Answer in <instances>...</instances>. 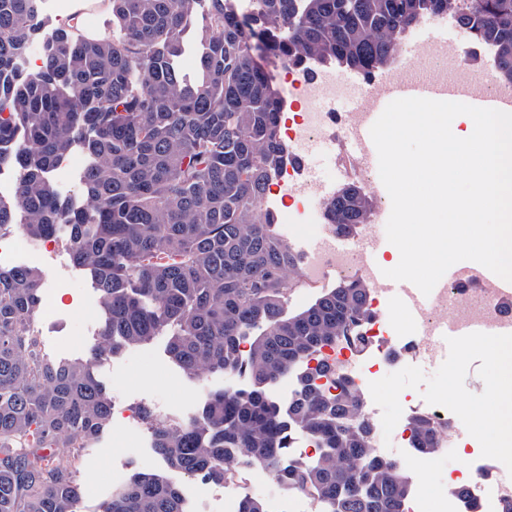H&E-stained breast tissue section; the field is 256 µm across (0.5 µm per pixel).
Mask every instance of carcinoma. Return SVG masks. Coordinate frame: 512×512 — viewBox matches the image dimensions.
<instances>
[{"label":"carcinoma","mask_w":512,"mask_h":512,"mask_svg":"<svg viewBox=\"0 0 512 512\" xmlns=\"http://www.w3.org/2000/svg\"><path fill=\"white\" fill-rule=\"evenodd\" d=\"M104 0L112 37L89 34L81 12L43 46L41 69L20 62L43 25L41 0H0V171L16 173L13 201L0 199V235L21 226L58 239L102 295L96 361L167 335L190 378L244 374L249 390L209 393L196 419L144 414L153 448L176 475L222 482L227 456L274 472L330 512H405L411 482L378 458L373 425L356 389L318 363L283 404L271 387L321 347L343 339L368 348L370 289L350 280L307 309L285 315L299 260L264 208L268 180L288 160L278 133L280 94L255 41L286 64L357 73L387 67L405 33L426 15L451 12L475 42L497 50L512 81V0H258L244 22L233 0ZM201 16L195 78L175 57ZM91 162L80 179L85 210L62 199L52 169L80 130ZM371 201L348 186L325 204L344 234L365 223ZM43 273L0 266V512H77L82 449L110 424V397L93 365L46 356L33 329ZM257 328L247 353L241 344ZM334 380L327 395L314 377ZM412 448H439L435 423L413 417ZM320 441L310 461L289 460L292 436ZM101 512H188L177 484L136 473Z\"/></svg>","instance_id":"carcinoma-1"}]
</instances>
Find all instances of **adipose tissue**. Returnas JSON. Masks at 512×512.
<instances>
[{
	"label": "adipose tissue",
	"instance_id": "ef3b65f1",
	"mask_svg": "<svg viewBox=\"0 0 512 512\" xmlns=\"http://www.w3.org/2000/svg\"><path fill=\"white\" fill-rule=\"evenodd\" d=\"M483 347L495 353L491 395L481 405L469 406L477 434L491 433L490 447L500 454H512V339L486 337Z\"/></svg>",
	"mask_w": 512,
	"mask_h": 512
}]
</instances>
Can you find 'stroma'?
Here are the masks:
<instances>
[{
    "mask_svg": "<svg viewBox=\"0 0 512 512\" xmlns=\"http://www.w3.org/2000/svg\"><path fill=\"white\" fill-rule=\"evenodd\" d=\"M89 162L81 148L68 153L63 168L53 174L62 198L83 204L80 177ZM8 237L16 248L1 257L0 263L35 266L44 275L42 309L33 324L43 352L55 359L87 358L103 309L90 277L74 265L65 246L46 250L43 242L31 239L19 226L13 227ZM166 343V337L160 336L96 363L97 377L111 398L114 415L99 440L83 451L77 466L75 479L81 490L78 512H99L113 488L134 472L168 473L149 433L139 423L124 422L123 410L147 409L158 418L186 420L198 415L209 392L251 384L246 375L187 378L171 361ZM492 371L491 353L479 348L456 354L437 366L409 361L385 373L371 388L370 397L378 402L380 417L387 422L408 415L412 404L420 402L447 399L478 405L487 399ZM485 446V438L474 436L465 454L453 443L428 455L409 454L402 448L396 454L407 457L410 474L420 476L431 492L438 493L446 487L450 472L478 464Z\"/></svg>",
    "mask_w": 512,
    "mask_h": 512,
    "instance_id": "obj_1",
    "label": "stroma"
}]
</instances>
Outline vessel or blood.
<instances>
[{
    "instance_id": "vessel-or-blood-1",
    "label": "vessel or blood",
    "mask_w": 512,
    "mask_h": 512,
    "mask_svg": "<svg viewBox=\"0 0 512 512\" xmlns=\"http://www.w3.org/2000/svg\"><path fill=\"white\" fill-rule=\"evenodd\" d=\"M411 97L450 102L461 101L476 107L512 111L511 100L490 94L464 82H441L432 78L414 77L387 79L378 85L372 96L366 97L358 92L351 100V110L355 113L356 120L352 125L344 128L343 135L362 165L369 167L375 161L376 148L370 136V129L374 122L388 103L396 99ZM318 149V142L311 138L299 144L288 158L289 165L306 170L309 182L313 185L318 184L320 177L314 166L308 165L307 160ZM385 244V238L378 234L362 237L358 242L362 257L371 267L370 277L385 294L391 297L396 308L405 317L414 320L421 319L430 297L442 296L444 289L440 286L434 287L431 295L426 296L410 282H397L385 277L380 267L374 263L376 254ZM452 278L464 290L476 291L491 286L496 288L503 299L512 301V284L499 281L490 270L484 269L466 277L456 272L453 273ZM425 334L433 345L425 360L427 363L436 364L446 360L449 354L457 351L463 339L477 336L511 335L512 316L496 317L488 323H475L469 320L436 321L427 325Z\"/></svg>"
}]
</instances>
